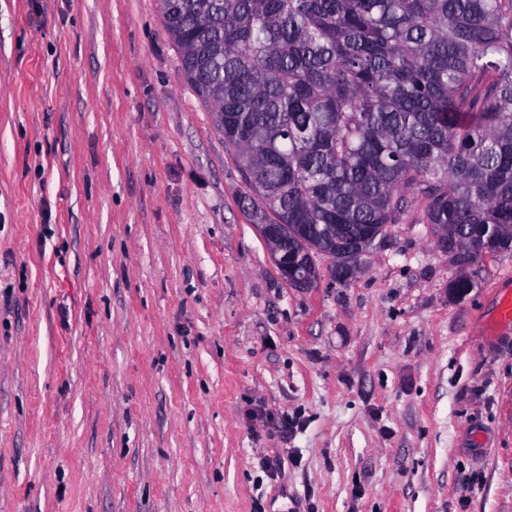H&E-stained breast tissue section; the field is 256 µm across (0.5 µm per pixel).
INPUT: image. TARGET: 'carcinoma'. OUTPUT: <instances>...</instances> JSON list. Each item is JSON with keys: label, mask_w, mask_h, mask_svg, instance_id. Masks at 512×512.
I'll return each instance as SVG.
<instances>
[{"label": "carcinoma", "mask_w": 512, "mask_h": 512, "mask_svg": "<svg viewBox=\"0 0 512 512\" xmlns=\"http://www.w3.org/2000/svg\"><path fill=\"white\" fill-rule=\"evenodd\" d=\"M188 83L288 266L336 279L404 209L462 270L512 251V0H161ZM347 239L361 242L343 262ZM475 287L462 273L457 298Z\"/></svg>", "instance_id": "obj_1"}]
</instances>
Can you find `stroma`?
I'll return each instance as SVG.
<instances>
[{"label":"stroma","mask_w":512,"mask_h":512,"mask_svg":"<svg viewBox=\"0 0 512 512\" xmlns=\"http://www.w3.org/2000/svg\"><path fill=\"white\" fill-rule=\"evenodd\" d=\"M247 193L159 0H0V512H512V253L297 288Z\"/></svg>","instance_id":"1"}]
</instances>
